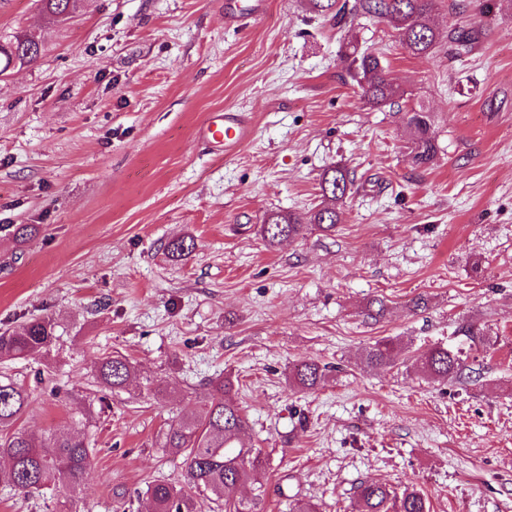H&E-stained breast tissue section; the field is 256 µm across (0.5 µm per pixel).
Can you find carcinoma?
Instances as JSON below:
<instances>
[{
	"label": "carcinoma",
	"instance_id": "cac0c4a2",
	"mask_svg": "<svg viewBox=\"0 0 512 512\" xmlns=\"http://www.w3.org/2000/svg\"><path fill=\"white\" fill-rule=\"evenodd\" d=\"M312 12L342 24L349 18L368 16L391 24L399 32L405 48L414 55L432 53L438 33L427 20L434 0H308ZM76 0H41L45 13L65 18L74 12ZM40 42L32 33L14 37L0 44V58L5 60L0 74L14 62H31L38 58ZM350 76L362 90L368 104L393 106L399 89L384 76L380 58L348 44L342 52ZM406 124L412 142V159L418 166L429 164L438 152L430 113L419 109L406 112ZM354 178L333 166L325 171L321 190L323 205L306 216L273 212L261 226L262 238L273 248L282 241L305 234L316 225L332 230L340 223L341 207L351 192ZM195 249L194 239L177 238L167 245L171 256L182 258ZM56 340V322L46 316L34 319L18 329L0 332V363L36 359L49 351ZM398 345L382 339L368 346L363 363L368 368L390 367L397 361ZM420 371L434 379L446 380L462 371L459 352L444 346L428 349L419 357ZM135 375L129 359L117 354L106 356L94 365V376L104 389H124ZM327 378L326 368L315 362L292 367L289 385L313 390ZM233 382L219 378L211 382V392L196 413L174 417L159 436L158 447L182 458L187 488L159 481L147 489L151 512H202L209 504L210 512L225 508L228 512H266L263 494L250 499L236 496L237 488L247 482L263 488L265 472L260 453L252 448L231 449L246 426V418L232 397ZM31 392L12 380H0V455L8 458V469L0 476L16 490L32 495L54 487L69 493L74 500L80 479L91 466L90 448L78 433L56 435L38 440L15 428L29 406ZM359 512H428L425 496L416 490L397 494L382 483H363L357 490Z\"/></svg>",
	"mask_w": 512,
	"mask_h": 512
}]
</instances>
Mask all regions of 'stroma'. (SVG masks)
I'll use <instances>...</instances> for the list:
<instances>
[{"label": "stroma", "mask_w": 512, "mask_h": 512, "mask_svg": "<svg viewBox=\"0 0 512 512\" xmlns=\"http://www.w3.org/2000/svg\"><path fill=\"white\" fill-rule=\"evenodd\" d=\"M257 4L247 24L226 0H79L65 21L0 0V41L42 42L0 74V328L50 316L58 336L0 365L33 391L18 427L88 435L77 512H146L149 483L185 482L159 432L228 375L268 512H353L368 481L417 489L430 512H512V0H435L427 56L384 22ZM457 23L479 39L455 54ZM351 41L381 58L397 105L363 99L340 53ZM419 106L439 146L425 167L404 119ZM224 110L253 128L228 157L195 137ZM334 165L355 181L340 224L268 248L267 215L317 209ZM17 224L36 228L19 245ZM185 235L195 250L172 260ZM385 337L397 363L364 368ZM434 344L461 351L460 376L418 371ZM111 353L139 371L117 395L93 374ZM301 362L328 366L327 381L290 387ZM63 500L0 483V512Z\"/></svg>", "instance_id": "stroma-1"}]
</instances>
